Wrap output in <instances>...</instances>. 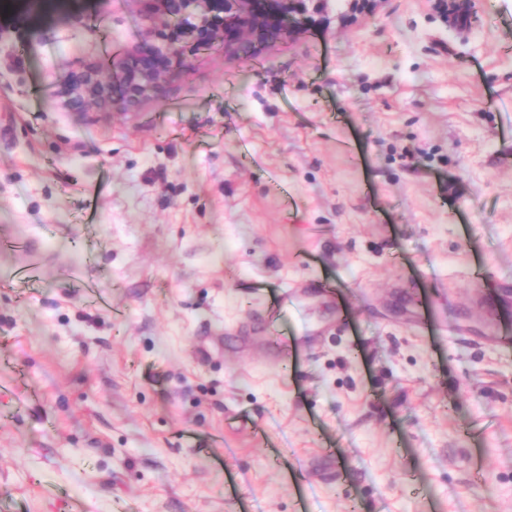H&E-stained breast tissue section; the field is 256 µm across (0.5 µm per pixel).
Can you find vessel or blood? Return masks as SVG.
I'll return each mask as SVG.
<instances>
[{"label":"vessel or blood","mask_w":512,"mask_h":512,"mask_svg":"<svg viewBox=\"0 0 512 512\" xmlns=\"http://www.w3.org/2000/svg\"><path fill=\"white\" fill-rule=\"evenodd\" d=\"M309 295H321L336 302L341 299L335 284L327 281L293 282L285 288L271 289L261 311L250 314L246 322L225 329L226 340L245 347L255 334H265V351L270 360L281 375L291 374L299 351L323 334L322 328L313 325L305 314L303 299Z\"/></svg>","instance_id":"obj_1"}]
</instances>
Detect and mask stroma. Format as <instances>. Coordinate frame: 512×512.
I'll return each mask as SVG.
<instances>
[{
	"label": "stroma",
	"mask_w": 512,
	"mask_h": 512,
	"mask_svg": "<svg viewBox=\"0 0 512 512\" xmlns=\"http://www.w3.org/2000/svg\"><path fill=\"white\" fill-rule=\"evenodd\" d=\"M29 2L0 0V512H512V0L219 40L131 112L48 93L143 0ZM325 275L353 323L305 297L337 330L291 378L225 346ZM430 2H434L433 6L439 10L446 19H448V23L462 28L465 19L467 16H470L475 10V1L474 0H428ZM457 17H462L464 21L458 25L455 23V19Z\"/></svg>",
	"instance_id": "1"
}]
</instances>
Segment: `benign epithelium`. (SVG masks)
<instances>
[{
	"label": "benign epithelium",
	"mask_w": 512,
	"mask_h": 512,
	"mask_svg": "<svg viewBox=\"0 0 512 512\" xmlns=\"http://www.w3.org/2000/svg\"><path fill=\"white\" fill-rule=\"evenodd\" d=\"M159 25L144 34L129 55L112 62V81L93 65L69 72L62 90L49 97L65 98L80 108L95 103L104 109L130 110L159 95L167 65L186 68V48L224 40L229 56L247 55L275 45L285 33L346 28L378 13L384 0H144ZM448 23L467 18L475 0H432Z\"/></svg>",
	"instance_id": "1"
}]
</instances>
